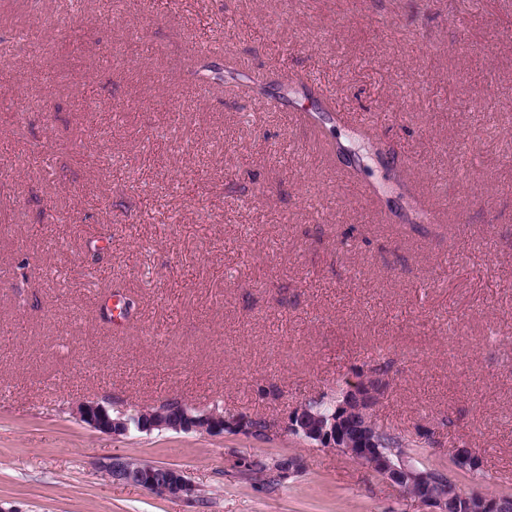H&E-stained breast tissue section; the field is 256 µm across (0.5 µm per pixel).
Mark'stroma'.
I'll return each mask as SVG.
<instances>
[{"instance_id": "35a3bbf8", "label": "stroma", "mask_w": 512, "mask_h": 512, "mask_svg": "<svg viewBox=\"0 0 512 512\" xmlns=\"http://www.w3.org/2000/svg\"><path fill=\"white\" fill-rule=\"evenodd\" d=\"M55 4L0 0V40L22 16L47 49L0 85V512H425L284 429L383 363L377 421L430 434L415 458L441 470L471 448L484 469L458 487L512 494V0H86L62 32L39 20ZM214 41L272 86L195 85ZM306 87L335 126L301 118ZM365 123L434 222L325 152ZM116 291L137 307L108 324ZM85 399L268 432L113 436L72 416ZM281 456L302 465L242 473ZM115 457L194 492L112 482ZM161 472L144 469L143 473L137 474V480L146 489H149L162 496H176L191 493L192 487L187 479L179 471L171 468L157 467ZM162 473V474H161Z\"/></svg>"}]
</instances>
